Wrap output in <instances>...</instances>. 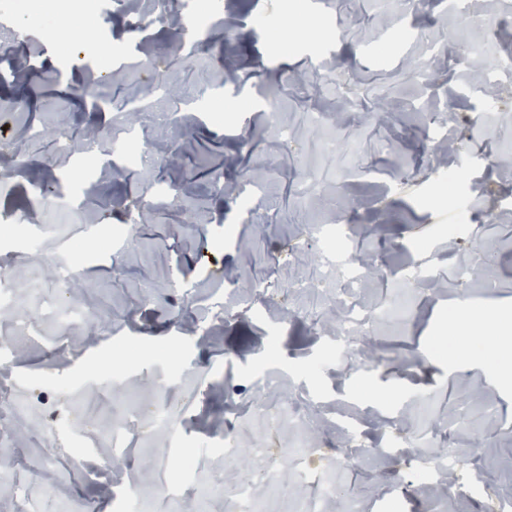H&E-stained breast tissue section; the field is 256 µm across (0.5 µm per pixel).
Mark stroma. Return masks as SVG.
<instances>
[{
	"instance_id": "stroma-1",
	"label": "stroma",
	"mask_w": 512,
	"mask_h": 512,
	"mask_svg": "<svg viewBox=\"0 0 512 512\" xmlns=\"http://www.w3.org/2000/svg\"><path fill=\"white\" fill-rule=\"evenodd\" d=\"M99 18L76 25L70 42L54 27L15 19L0 29L14 45L0 74L36 88L17 113L7 160L11 188L0 217L19 237L0 235V295L31 283L28 305L52 301L72 267V292L97 311L66 339L34 316L17 335L0 316V381L25 416L0 429V512L42 500L85 512H238L228 472L239 471L225 434L285 456L296 432L270 429L246 413L259 401L299 398L314 409L306 465L295 486L261 483L265 512H299L306 470L334 482L360 512H493L512 497V382L486 360L512 336V71L495 96L471 87L464 43L484 40L487 62L512 52L489 38L512 0H467V14L423 22L434 0L392 20L375 0H174L173 8L213 34L205 53L174 46L153 0L127 10L97 0ZM425 27L443 52L430 66L416 42ZM123 80L98 82L99 66ZM196 82L183 104L146 97ZM359 84L361 106L337 91ZM336 114L334 157L320 158L311 113ZM427 112L440 121L428 126ZM129 122L135 146L108 138ZM100 137L97 159L82 132ZM97 196L88 224L69 232L83 257L53 245V215ZM339 238L337 266L371 267L356 290L369 308L405 300L409 313L337 336L338 282L316 289L320 244ZM56 250L54 268L41 256ZM506 315V322L457 337L456 361L436 354L448 314ZM146 433L122 436L118 463L104 460L105 435L126 411ZM66 449L51 468L42 459ZM440 463L460 457L455 478L475 484L448 500L404 478L413 450ZM348 455L346 465L331 461ZM136 483L147 504L127 490ZM55 485L56 498L44 497ZM223 486L202 497L201 487Z\"/></svg>"
}]
</instances>
